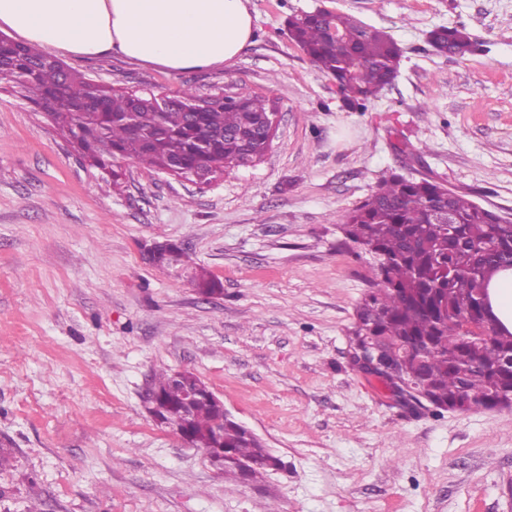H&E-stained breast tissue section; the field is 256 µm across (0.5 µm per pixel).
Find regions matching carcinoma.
<instances>
[{
    "label": "carcinoma",
    "mask_w": 512,
    "mask_h": 512,
    "mask_svg": "<svg viewBox=\"0 0 512 512\" xmlns=\"http://www.w3.org/2000/svg\"><path fill=\"white\" fill-rule=\"evenodd\" d=\"M288 33L336 81L352 110L365 111L398 75L400 47L348 14L294 15ZM430 41L450 56L476 50L454 26L435 28ZM0 57L12 69L37 72L35 80L15 87L98 167L122 158L162 172L180 162L181 174L193 180L243 167L268 150L275 112L268 98L240 95L226 102L224 93H214L199 123L190 124L184 112L196 98L190 91L169 98L164 112L156 111L151 94H141L134 110V93L107 88L33 45L0 36ZM97 100L106 102L104 111L91 109ZM444 207L456 223L436 218ZM342 230L370 257L372 285L357 307L350 345L375 343L391 359V373L410 382L440 413L492 409L512 400V334H479L495 322L481 302L483 283L512 264V221L444 192L436 182L393 173L346 214ZM194 279L203 295L221 292L202 267ZM184 390L166 371L153 378L151 391L165 420L175 431L189 427L193 446L213 448L211 438L224 433V474L248 483L279 465L249 428L226 417L212 399L201 397L184 413Z\"/></svg>",
    "instance_id": "obj_1"
}]
</instances>
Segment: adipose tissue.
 Returning a JSON list of instances; mask_svg holds the SVG:
<instances>
[{
    "mask_svg": "<svg viewBox=\"0 0 512 512\" xmlns=\"http://www.w3.org/2000/svg\"><path fill=\"white\" fill-rule=\"evenodd\" d=\"M249 0H0V30L65 54L117 52L169 70L236 59L252 42Z\"/></svg>",
    "mask_w": 512,
    "mask_h": 512,
    "instance_id": "obj_1",
    "label": "adipose tissue"
}]
</instances>
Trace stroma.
<instances>
[{
    "label": "stroma",
    "mask_w": 512,
    "mask_h": 512,
    "mask_svg": "<svg viewBox=\"0 0 512 512\" xmlns=\"http://www.w3.org/2000/svg\"><path fill=\"white\" fill-rule=\"evenodd\" d=\"M347 13L390 34L400 73L363 112L288 35ZM229 65L174 71L107 52L66 57L118 90L276 100L261 163L196 184L124 159L82 160L30 103L0 91V512H512V409L412 415L348 364L368 265L345 213L396 171L512 219V0H250ZM455 26L480 43L437 53ZM190 267L157 266L156 242ZM189 370L280 458L241 484L160 428L154 373ZM430 41L438 52L448 56H463L476 50L469 35L454 26L435 28L430 32Z\"/></svg>",
    "instance_id": "obj_1"
}]
</instances>
